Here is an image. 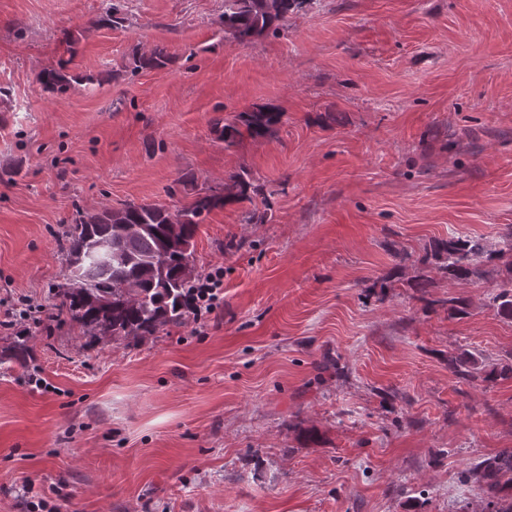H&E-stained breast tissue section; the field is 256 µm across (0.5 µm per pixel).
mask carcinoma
Returning a JSON list of instances; mask_svg holds the SVG:
<instances>
[{"mask_svg": "<svg viewBox=\"0 0 512 512\" xmlns=\"http://www.w3.org/2000/svg\"><path fill=\"white\" fill-rule=\"evenodd\" d=\"M308 0H274L269 10H260L255 0H224L219 23L230 29L241 43L266 33L288 29L291 16L304 10ZM169 55L162 48L138 58L145 69L163 68ZM44 89L65 93L71 82L91 83L90 74L68 76L60 69H47L39 77ZM281 113L273 109L243 112L239 122L222 129L224 143L231 147L243 134L252 138L274 132ZM258 191L246 175L237 174L219 191L198 195L190 207L174 214L153 204L127 203L119 209L106 208L70 225L60 239L67 263L66 288L60 293L59 309L70 319L100 335L138 339L151 336L160 327L178 324L184 318L192 280L178 276L184 258L179 245L191 243L201 217L221 208L226 201H249ZM512 256V228L501 235L492 249L479 237H450L434 240L419 259L423 265L438 264L451 281L469 282L482 276L484 262ZM166 265V281L159 280L155 261ZM497 314L512 318V280L500 285L488 300ZM448 367L460 379L473 377L478 360L464 354L448 357ZM464 481L473 482L487 496L491 512H512V501L504 492L512 490V448L486 458L467 470Z\"/></svg>", "mask_w": 512, "mask_h": 512, "instance_id": "obj_1", "label": "carcinoma"}]
</instances>
